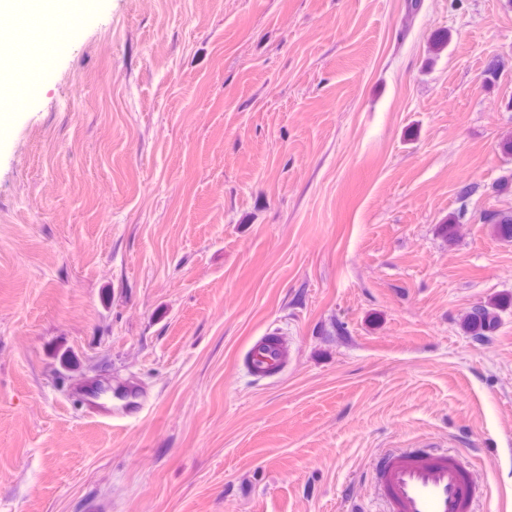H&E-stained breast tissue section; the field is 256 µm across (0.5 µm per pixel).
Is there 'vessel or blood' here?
Here are the masks:
<instances>
[{"mask_svg":"<svg viewBox=\"0 0 512 512\" xmlns=\"http://www.w3.org/2000/svg\"><path fill=\"white\" fill-rule=\"evenodd\" d=\"M288 363L281 337H257L244 355L257 379L279 374ZM378 512H473L480 488L454 452L430 447L401 448L380 454L372 466Z\"/></svg>","mask_w":512,"mask_h":512,"instance_id":"b4317fda","label":"vessel or blood"}]
</instances>
